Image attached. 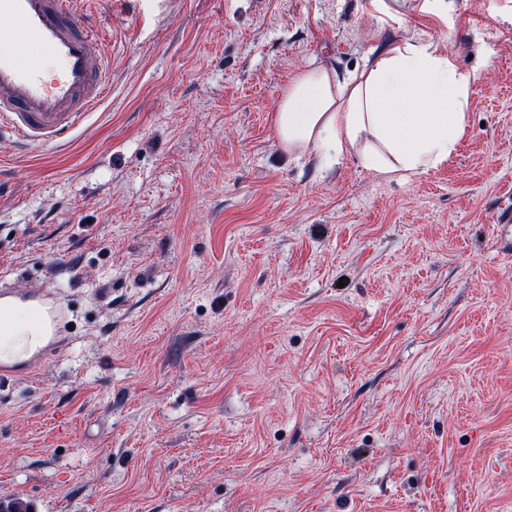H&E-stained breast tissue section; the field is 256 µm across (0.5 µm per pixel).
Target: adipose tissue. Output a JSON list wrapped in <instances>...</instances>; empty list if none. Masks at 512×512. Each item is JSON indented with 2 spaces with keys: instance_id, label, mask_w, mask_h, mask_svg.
I'll return each instance as SVG.
<instances>
[{
  "instance_id": "1",
  "label": "adipose tissue",
  "mask_w": 512,
  "mask_h": 512,
  "mask_svg": "<svg viewBox=\"0 0 512 512\" xmlns=\"http://www.w3.org/2000/svg\"><path fill=\"white\" fill-rule=\"evenodd\" d=\"M472 78L439 44L409 38L385 44L361 69L318 64L283 90L273 114L280 147L318 164L358 154L390 179L447 162L466 125ZM33 299H0V364L23 365L45 346Z\"/></svg>"
}]
</instances>
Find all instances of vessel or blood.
Segmentation results:
<instances>
[{"label":"vessel or blood","instance_id":"b4317fda","mask_svg":"<svg viewBox=\"0 0 512 512\" xmlns=\"http://www.w3.org/2000/svg\"><path fill=\"white\" fill-rule=\"evenodd\" d=\"M58 65L49 75L41 50ZM112 72L78 0H0V137L65 144L107 93Z\"/></svg>","mask_w":512,"mask_h":512}]
</instances>
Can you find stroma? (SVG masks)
Wrapping results in <instances>:
<instances>
[{"label": "stroma", "mask_w": 512, "mask_h": 512, "mask_svg": "<svg viewBox=\"0 0 512 512\" xmlns=\"http://www.w3.org/2000/svg\"><path fill=\"white\" fill-rule=\"evenodd\" d=\"M112 87L0 141V296L63 305L0 388L34 512H512V0H87ZM472 74L404 181L277 141L284 87L398 38Z\"/></svg>", "instance_id": "35a3bbf8"}]
</instances>
